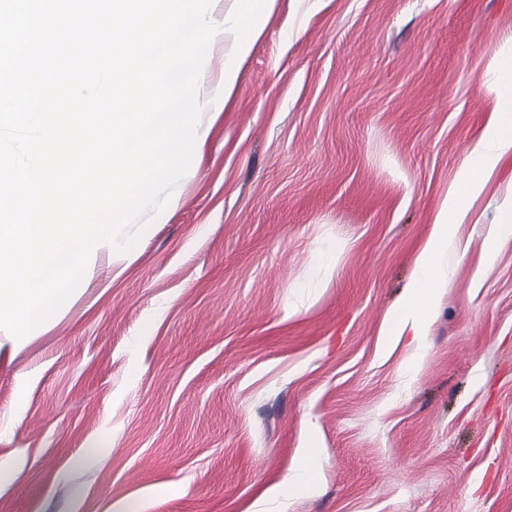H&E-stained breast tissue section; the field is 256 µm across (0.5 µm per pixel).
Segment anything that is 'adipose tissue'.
<instances>
[{
  "instance_id": "obj_1",
  "label": "adipose tissue",
  "mask_w": 512,
  "mask_h": 512,
  "mask_svg": "<svg viewBox=\"0 0 512 512\" xmlns=\"http://www.w3.org/2000/svg\"><path fill=\"white\" fill-rule=\"evenodd\" d=\"M496 102L477 148L465 163V173L448 203L436 215L434 229L423 246L405 303L397 318L398 330L423 329L429 322L435 286L449 271L448 256L455 250L453 228L463 223L468 203L478 196L488 175L507 157H512V62L496 70Z\"/></svg>"
}]
</instances>
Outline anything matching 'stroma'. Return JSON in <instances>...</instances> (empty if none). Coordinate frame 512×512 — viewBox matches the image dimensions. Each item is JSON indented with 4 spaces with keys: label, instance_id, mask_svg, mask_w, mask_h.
<instances>
[{
    "label": "stroma",
    "instance_id": "35a3bbf8",
    "mask_svg": "<svg viewBox=\"0 0 512 512\" xmlns=\"http://www.w3.org/2000/svg\"><path fill=\"white\" fill-rule=\"evenodd\" d=\"M260 26L139 243L0 330V512H512V161L421 340L389 333L512 0H270Z\"/></svg>",
    "mask_w": 512,
    "mask_h": 512
}]
</instances>
